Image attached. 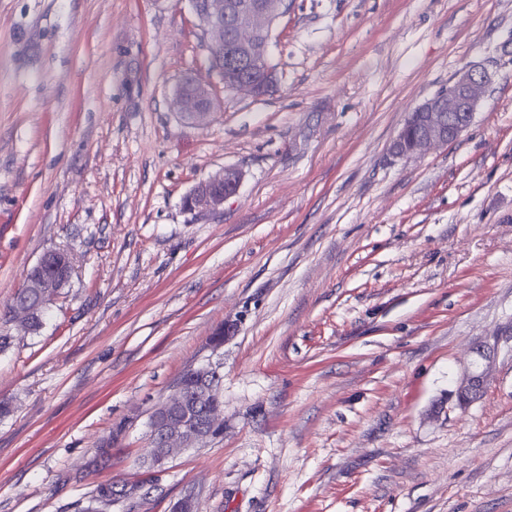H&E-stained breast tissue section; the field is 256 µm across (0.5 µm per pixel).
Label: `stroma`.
Here are the masks:
<instances>
[{
	"label": "stroma",
	"instance_id": "obj_1",
	"mask_svg": "<svg viewBox=\"0 0 512 512\" xmlns=\"http://www.w3.org/2000/svg\"><path fill=\"white\" fill-rule=\"evenodd\" d=\"M270 63L268 95L225 90L189 0H0V314L73 256L0 352V512H512V0H288ZM465 67L471 126L390 156ZM227 166L238 193L185 210ZM205 365L223 435L148 468L152 408ZM174 107L186 120L200 124L213 111V98L206 87L185 78L177 89ZM63 255L68 269V274L63 278L55 277L53 275H64L65 265H63ZM72 271L73 266L67 251H63V254L55 253L47 263L35 270L36 275L51 277L33 279L30 277L28 272L21 288L36 291L45 299V305H49L59 296L61 290L68 285L72 276ZM474 352L478 356V362L474 368L464 371L455 391L451 394L461 407H467L481 398L495 359L493 347L479 345Z\"/></svg>",
	"mask_w": 512,
	"mask_h": 512
}]
</instances>
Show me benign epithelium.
Wrapping results in <instances>:
<instances>
[{
	"label": "benign epithelium",
	"instance_id": "benign-epithelium-1",
	"mask_svg": "<svg viewBox=\"0 0 512 512\" xmlns=\"http://www.w3.org/2000/svg\"><path fill=\"white\" fill-rule=\"evenodd\" d=\"M200 27L208 41L213 66L224 80L227 90H244L255 97L272 92L274 68L269 62V46L273 28L288 11L287 0H201L191 3ZM487 83L484 72L475 68L459 71L448 87L407 113L404 124L390 145L394 158L424 155L446 145L466 131L474 118ZM174 107L186 120L200 124L213 111L210 91L186 78L177 89ZM242 172L226 167L195 186L184 198L188 211L216 210L240 187ZM68 274L64 277L33 279L25 276L23 288L34 290L45 304L53 302L65 288L73 271L69 255H64ZM34 307L11 304L8 317L28 328ZM478 362L464 371L452 396L461 407H467L484 393L495 359V349L487 345L475 348ZM201 381L189 389L174 386L172 394L152 412L150 451L151 464L162 467L188 448L212 441L213 432L224 425L222 402L216 398L208 370L200 371ZM207 409V424L196 425L197 405Z\"/></svg>",
	"mask_w": 512,
	"mask_h": 512
}]
</instances>
